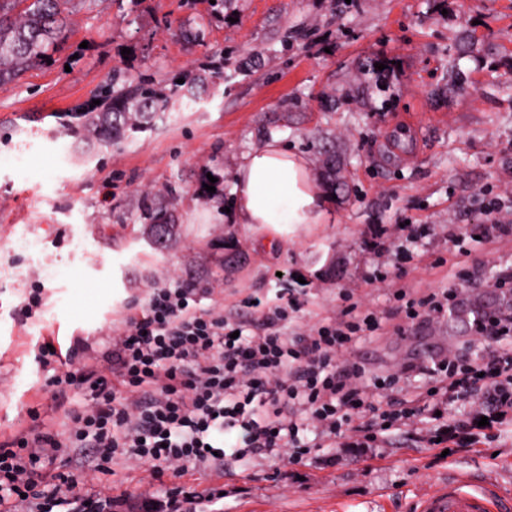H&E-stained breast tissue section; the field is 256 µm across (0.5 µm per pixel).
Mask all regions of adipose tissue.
<instances>
[{
	"mask_svg": "<svg viewBox=\"0 0 512 512\" xmlns=\"http://www.w3.org/2000/svg\"><path fill=\"white\" fill-rule=\"evenodd\" d=\"M231 194L236 223L259 224L275 236L292 226L324 223L329 204L310 161L277 136L241 154Z\"/></svg>",
	"mask_w": 512,
	"mask_h": 512,
	"instance_id": "obj_1",
	"label": "adipose tissue"
}]
</instances>
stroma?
<instances>
[{"label": "stroma", "mask_w": 512, "mask_h": 512, "mask_svg": "<svg viewBox=\"0 0 512 512\" xmlns=\"http://www.w3.org/2000/svg\"><path fill=\"white\" fill-rule=\"evenodd\" d=\"M207 65L223 66L224 80L200 99L92 159L71 155L64 113L113 71L166 87ZM511 83L512 0H226L219 14L210 0H98L78 9L50 64L0 88V442L85 409L87 390H70L60 406L50 381L81 367L74 346L102 348L173 270L205 308L230 311L286 288L311 325L336 315L349 287L363 308L387 313L395 302L365 284L373 265L359 237L368 225L407 221L430 234L410 246L404 285L466 289L449 277L456 258L440 227L479 223L492 200L512 213ZM273 135L309 159L332 199L324 223L266 247L267 230L234 223L212 196L229 195L241 153ZM170 187L178 223L161 250L141 201ZM36 287L43 305L24 316ZM471 336L448 319L363 337L355 355L380 375ZM47 341L60 353L50 364ZM452 471L492 489V512H512V432L495 429L448 455L405 428L362 454L249 456L154 484L117 461L88 489L133 500L220 486L224 512H418Z\"/></svg>", "instance_id": "1"}]
</instances>
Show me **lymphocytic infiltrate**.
Instances as JSON below:
<instances>
[{"label":"lymphocytic infiltrate","instance_id":"obj_1","mask_svg":"<svg viewBox=\"0 0 512 512\" xmlns=\"http://www.w3.org/2000/svg\"><path fill=\"white\" fill-rule=\"evenodd\" d=\"M485 219L466 230L452 224L448 240L468 256L467 235L494 241L512 236V219L486 206ZM399 322L394 331L425 326L445 317L455 292L415 295L390 291ZM339 313L315 325L296 322L299 303L278 297L225 314L203 308L197 289L168 274L152 288L146 305L126 315L115 338L98 356L110 366L103 375L92 365L54 378L56 397L82 388L91 395L90 411H71L64 433L48 432L31 440L20 436L0 445V512H112L121 499L111 494H81L78 474L47 473L63 449L78 448L97 460L120 459L147 467L151 481L182 477L188 468L224 467L247 455H297L301 433L320 441L336 440L352 426L358 448L381 447L390 425L412 426L430 420L428 442L460 446L475 440L480 419L503 427L512 413V313H492L476 328V337H493L497 348L484 361L474 359V343L454 355L402 365L398 372L367 379L363 365L350 361L364 333L384 328V318L359 314L352 291L341 294ZM441 376L435 391L413 404L395 399L379 421L362 416L370 405L368 388L404 390L416 378ZM128 389L118 396L116 386ZM219 487L173 489L160 498L146 492L136 512H222Z\"/></svg>","mask_w":512,"mask_h":512}]
</instances>
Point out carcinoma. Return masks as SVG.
Listing matches in <instances>:
<instances>
[{
	"instance_id": "1",
	"label": "carcinoma",
	"mask_w": 512,
	"mask_h": 512,
	"mask_svg": "<svg viewBox=\"0 0 512 512\" xmlns=\"http://www.w3.org/2000/svg\"><path fill=\"white\" fill-rule=\"evenodd\" d=\"M75 0H0V86L14 82L23 73L51 58L65 39L67 17ZM184 83L159 87L154 80L132 81L114 72L101 83L93 99L100 104H77L67 112L66 135L100 151L110 148L152 126L155 116L183 98L192 101L221 72L202 70L181 74ZM143 215L151 224L156 241L165 245L172 235L175 218L164 203L143 200Z\"/></svg>"
}]
</instances>
